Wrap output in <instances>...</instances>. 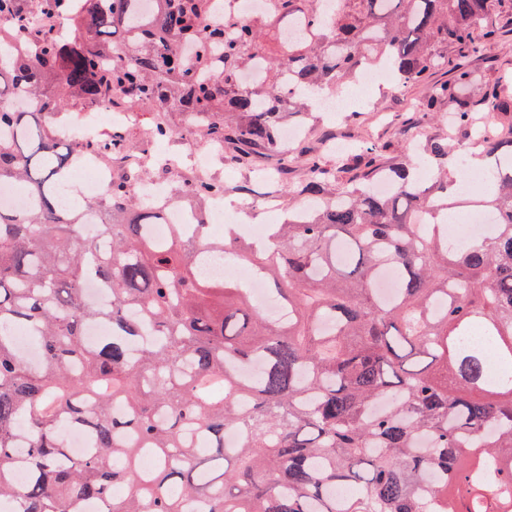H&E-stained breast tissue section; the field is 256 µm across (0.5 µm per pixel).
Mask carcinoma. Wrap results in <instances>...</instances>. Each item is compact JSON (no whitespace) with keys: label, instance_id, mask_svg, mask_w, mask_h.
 <instances>
[{"label":"carcinoma","instance_id":"cac0c4a2","mask_svg":"<svg viewBox=\"0 0 512 512\" xmlns=\"http://www.w3.org/2000/svg\"><path fill=\"white\" fill-rule=\"evenodd\" d=\"M211 2L0 0V185L30 198L0 207V500L14 512H434L439 496L443 512H512V370L488 376L483 344L468 341L483 337L512 367V137L476 147L495 158V229L462 248L439 224L444 162L460 148L448 138L428 139L426 183L384 163L385 144L362 141L329 167L279 150V113L381 59L403 87L445 71L424 116L476 139L480 114L512 112V86L470 67L504 36L493 15L512 0H332L327 19L314 0H267L254 22L215 18ZM60 16L63 36L48 24ZM268 29L288 58L266 50ZM109 103L185 112L242 161L275 153L284 189L305 163L311 210L288 211L264 248L211 239L201 215L193 237L174 224L157 239L166 209L131 188L143 162L112 182L84 237L91 204L67 205L63 191L86 145L55 120ZM225 191L192 187L197 200ZM228 247L285 319L259 311L244 283L201 274ZM388 267L400 281L385 301L373 284ZM88 281L112 306L84 299ZM99 321L111 334L90 344ZM68 425L93 437L78 461ZM231 428L242 440L228 451Z\"/></svg>","mask_w":512,"mask_h":512}]
</instances>
